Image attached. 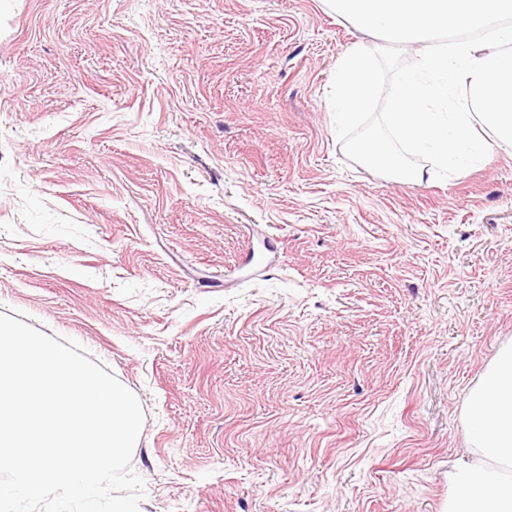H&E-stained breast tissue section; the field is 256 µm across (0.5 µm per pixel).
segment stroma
I'll return each mask as SVG.
<instances>
[{
    "label": "stroma",
    "instance_id": "35a3bbf8",
    "mask_svg": "<svg viewBox=\"0 0 512 512\" xmlns=\"http://www.w3.org/2000/svg\"><path fill=\"white\" fill-rule=\"evenodd\" d=\"M326 0H0V314L139 400V512H444L512 343V151L348 160ZM353 152L366 163L379 167L407 183H419L429 174L422 168L409 166L389 145L376 138H364L352 144Z\"/></svg>",
    "mask_w": 512,
    "mask_h": 512
}]
</instances>
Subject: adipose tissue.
<instances>
[{
	"instance_id": "obj_1",
	"label": "adipose tissue",
	"mask_w": 512,
	"mask_h": 512,
	"mask_svg": "<svg viewBox=\"0 0 512 512\" xmlns=\"http://www.w3.org/2000/svg\"><path fill=\"white\" fill-rule=\"evenodd\" d=\"M353 152L366 163L408 183L424 169L406 164L376 138L357 140ZM470 448L448 481L455 494L448 512H512V344L504 346L473 390L466 410Z\"/></svg>"
}]
</instances>
